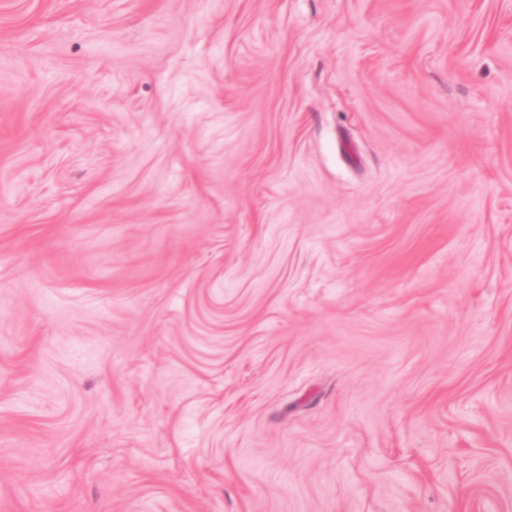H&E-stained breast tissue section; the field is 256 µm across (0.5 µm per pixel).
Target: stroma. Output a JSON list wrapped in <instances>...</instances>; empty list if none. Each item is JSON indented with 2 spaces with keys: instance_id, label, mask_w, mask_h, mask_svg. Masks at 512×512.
<instances>
[{
  "instance_id": "35a3bbf8",
  "label": "stroma",
  "mask_w": 512,
  "mask_h": 512,
  "mask_svg": "<svg viewBox=\"0 0 512 512\" xmlns=\"http://www.w3.org/2000/svg\"><path fill=\"white\" fill-rule=\"evenodd\" d=\"M0 512H512V0H0Z\"/></svg>"
}]
</instances>
